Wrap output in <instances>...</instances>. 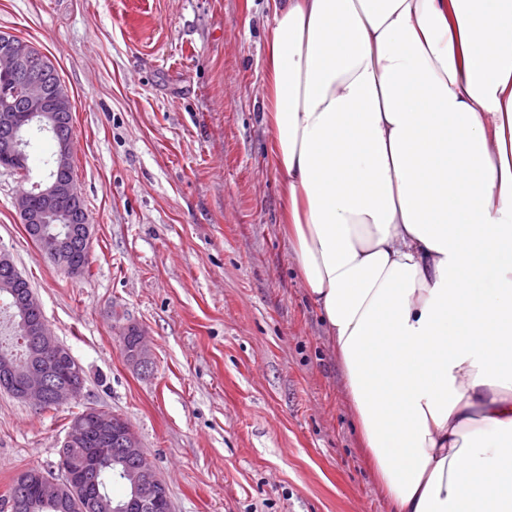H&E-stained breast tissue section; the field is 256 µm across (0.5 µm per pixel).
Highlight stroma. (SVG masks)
Returning <instances> with one entry per match:
<instances>
[{
    "instance_id": "1",
    "label": "stroma",
    "mask_w": 512,
    "mask_h": 512,
    "mask_svg": "<svg viewBox=\"0 0 512 512\" xmlns=\"http://www.w3.org/2000/svg\"><path fill=\"white\" fill-rule=\"evenodd\" d=\"M268 0H0L73 99L74 176L92 240L67 274L14 207L45 171L0 169V251L85 376L40 410L0 390V512L22 470H56L75 413L126 419L173 512H391L342 369L281 230V177L260 121ZM151 346L125 358L120 330Z\"/></svg>"
}]
</instances>
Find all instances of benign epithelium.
Instances as JSON below:
<instances>
[{
    "label": "benign epithelium",
    "mask_w": 512,
    "mask_h": 512,
    "mask_svg": "<svg viewBox=\"0 0 512 512\" xmlns=\"http://www.w3.org/2000/svg\"><path fill=\"white\" fill-rule=\"evenodd\" d=\"M47 64L48 61L40 58L30 42L0 32V74L19 77L12 95L22 104L18 109L9 97H0V167L14 169L24 163L23 141L18 137V131L23 126L43 120L51 123V126L45 125L43 129L51 132L56 142L52 166L57 176L43 186H36L34 192H22L16 199V211L26 232L37 239L40 251L56 261L68 274L77 276L83 271L84 261L72 257L71 241L76 235L85 248H90L91 225L75 224L63 234H49L45 230L48 218H58L68 224L71 210L83 205L75 180L69 175L73 158L72 136L59 126V119L72 110L73 102L64 84L47 86L41 75L42 68ZM0 266L9 270L11 275L3 286L19 287L23 277L8 254L0 252ZM17 308L24 315H37L26 328V335L33 343L32 356L21 367L8 360L1 361L0 387L16 398L31 400L38 406L48 394L58 405L71 400L73 384L70 378L77 374L76 360L68 348L48 331L42 306L34 293L19 294ZM150 359V348L144 331L140 329L128 361L135 367H145ZM97 414L102 435L100 447L95 449L93 457L77 458L69 453L70 449L82 445L86 439L85 424L76 419L70 424L60 451V476L45 471L37 473L38 498L43 503L56 505L66 502L68 495H88L90 486L96 482L98 462L112 457V441L125 443V451L136 455L140 444L134 432L128 428H115L116 419L106 411L99 409ZM127 478L132 483L134 497L140 506L151 512H170L169 502L158 491L152 466L142 465L131 470Z\"/></svg>",
    "instance_id": "benign-epithelium-1"
}]
</instances>
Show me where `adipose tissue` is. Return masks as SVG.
<instances>
[{
    "instance_id": "1",
    "label": "adipose tissue",
    "mask_w": 512,
    "mask_h": 512,
    "mask_svg": "<svg viewBox=\"0 0 512 512\" xmlns=\"http://www.w3.org/2000/svg\"><path fill=\"white\" fill-rule=\"evenodd\" d=\"M285 232L394 512H512V0H273Z\"/></svg>"
}]
</instances>
